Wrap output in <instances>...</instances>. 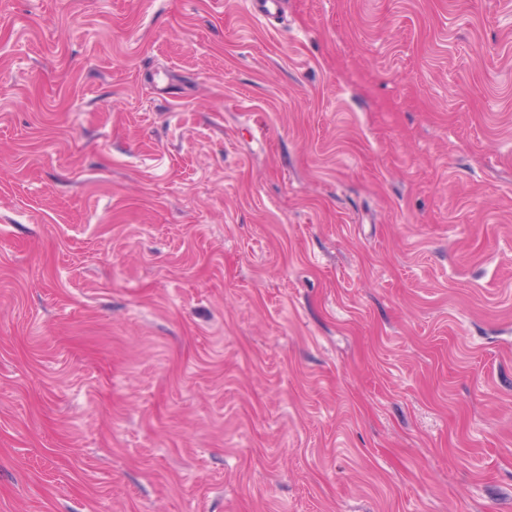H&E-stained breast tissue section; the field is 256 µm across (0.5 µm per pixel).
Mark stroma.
I'll return each instance as SVG.
<instances>
[{
    "instance_id": "obj_1",
    "label": "stroma",
    "mask_w": 512,
    "mask_h": 512,
    "mask_svg": "<svg viewBox=\"0 0 512 512\" xmlns=\"http://www.w3.org/2000/svg\"><path fill=\"white\" fill-rule=\"evenodd\" d=\"M0 0V512H512V0Z\"/></svg>"
}]
</instances>
